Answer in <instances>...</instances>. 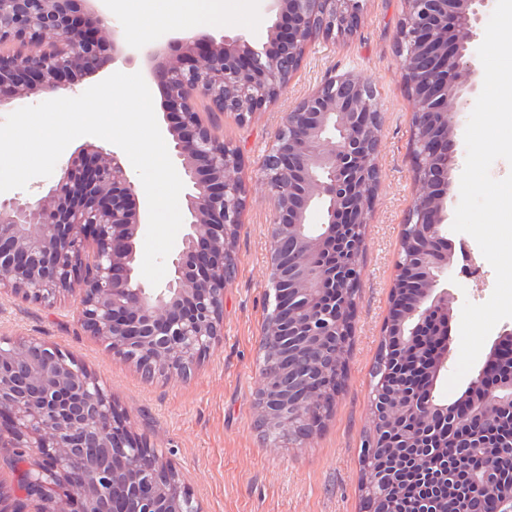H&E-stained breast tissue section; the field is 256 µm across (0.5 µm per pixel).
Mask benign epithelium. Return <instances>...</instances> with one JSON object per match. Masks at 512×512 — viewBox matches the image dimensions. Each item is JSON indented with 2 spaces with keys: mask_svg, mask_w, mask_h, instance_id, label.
I'll return each mask as SVG.
<instances>
[{
  "mask_svg": "<svg viewBox=\"0 0 512 512\" xmlns=\"http://www.w3.org/2000/svg\"><path fill=\"white\" fill-rule=\"evenodd\" d=\"M88 0H0V110L31 96L48 98L124 57L138 56L161 88L175 157L191 192L183 208L186 233L171 259L165 287L136 279L141 222L134 185L119 156L93 144L71 156L44 195L0 198V291L52 303L79 290L84 329L114 356L164 376L186 378L223 336L224 288L234 269V240L246 208L244 159L217 137L213 117L246 122L274 102L301 65L309 43L356 32L365 0H264L263 45L243 34L182 32L166 47L126 44L122 28L87 7ZM491 0H403L398 35L402 81L413 103L412 149L419 186L407 224L413 245L400 259L392 289L398 321L387 319L382 346L412 345L433 318L448 323L450 263L440 250L450 166L456 153L454 116L475 94L472 44ZM207 104V111L200 109ZM381 110L372 86L345 72L324 79L288 113L263 170L273 200L257 412L267 429L309 435L328 405L301 392L293 359L311 348L331 356L341 386L345 349L336 337L355 329L361 279L362 229L380 182ZM317 231L308 227L315 204ZM412 276L416 293L404 288ZM504 333L470 388L481 395L446 404L434 383L448 361L450 338L437 340L425 386L413 390L381 378L366 443L365 485L379 497L396 482L379 481L377 449L391 417L418 422L403 448H424V429L440 416L489 426L512 410V377L494 362ZM11 448L41 455L29 474L51 512H202L179 474L146 442L98 378L72 354L36 339L0 341V432Z\"/></svg>",
  "mask_w": 512,
  "mask_h": 512,
  "instance_id": "benign-epithelium-1",
  "label": "benign epithelium"
}]
</instances>
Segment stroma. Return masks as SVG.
I'll list each match as a JSON object with an SVG mask.
<instances>
[{"label": "stroma", "mask_w": 512, "mask_h": 512, "mask_svg": "<svg viewBox=\"0 0 512 512\" xmlns=\"http://www.w3.org/2000/svg\"><path fill=\"white\" fill-rule=\"evenodd\" d=\"M223 2V21L204 22L201 34L246 33L257 43L266 42L260 0ZM402 17V0H366L357 31L334 41H312L300 70L274 104L243 124L229 117L218 120L216 134L245 159L247 206L234 242L235 273L224 290V334L189 378L149 379L116 359L81 326L78 292L61 295L49 308L0 292V337L57 346L95 373L127 413L132 430L180 472L203 512H361L360 454L372 427L373 366L389 312L402 228L417 190L410 158L413 104L402 84L397 50ZM335 71L368 81L382 111L380 185L360 256L356 329L343 387L322 427L303 438L288 432L273 440L257 427L273 214L262 164L285 114ZM465 161L461 143L451 166L442 226L453 251L451 268L440 281L450 294L452 322L448 362L435 395L447 403L459 400L470 384L465 378L454 389L446 387L459 358L463 303H484L495 286L494 270L477 242L452 229Z\"/></svg>", "instance_id": "1"}]
</instances>
